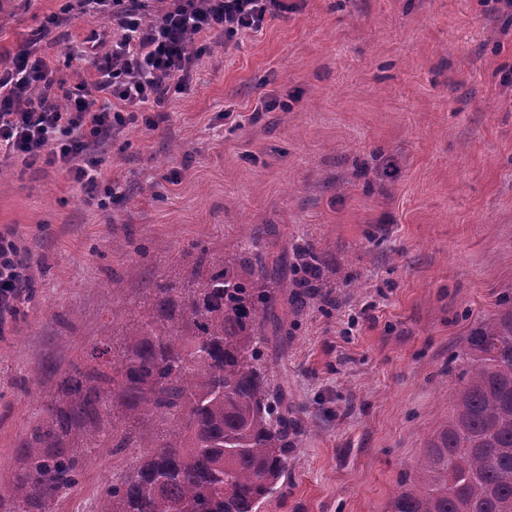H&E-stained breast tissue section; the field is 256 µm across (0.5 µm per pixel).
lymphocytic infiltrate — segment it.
Wrapping results in <instances>:
<instances>
[{
	"instance_id": "lymphocytic-infiltrate-1",
	"label": "lymphocytic infiltrate",
	"mask_w": 512,
	"mask_h": 512,
	"mask_svg": "<svg viewBox=\"0 0 512 512\" xmlns=\"http://www.w3.org/2000/svg\"><path fill=\"white\" fill-rule=\"evenodd\" d=\"M81 14L107 13L117 34L108 53L98 40L74 50L92 59L95 77L75 92L57 95L49 62L31 49L0 56V150L24 165L70 173L89 198L118 195V184L100 179L98 153L138 120L154 124L150 106L169 92L186 91L200 50L189 36L233 40L263 28L286 0H169L160 16L144 22L145 0H76ZM31 280L29 263L16 245L0 240V322L15 315Z\"/></svg>"
}]
</instances>
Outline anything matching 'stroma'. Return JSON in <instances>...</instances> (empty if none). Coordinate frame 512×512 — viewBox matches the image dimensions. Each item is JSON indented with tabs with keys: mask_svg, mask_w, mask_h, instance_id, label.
<instances>
[{
	"mask_svg": "<svg viewBox=\"0 0 512 512\" xmlns=\"http://www.w3.org/2000/svg\"><path fill=\"white\" fill-rule=\"evenodd\" d=\"M72 0H0V54L107 36ZM262 30L203 38L189 91L102 154L122 196L0 154V237L33 287L0 325V468L60 397L57 372L120 331L153 275L207 232L236 250L274 228L289 264L324 253L327 288L288 315L265 364L298 434L261 512H386L462 387L465 340L512 309V11L498 0H288ZM57 16L47 37L39 30ZM272 111H259L260 102ZM116 241L129 250H113ZM146 255H139V248ZM100 449L53 512H91L130 467Z\"/></svg>",
	"mask_w": 512,
	"mask_h": 512,
	"instance_id": "1",
	"label": "stroma"
}]
</instances>
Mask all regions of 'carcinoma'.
I'll use <instances>...</instances> for the list:
<instances>
[{"mask_svg":"<svg viewBox=\"0 0 512 512\" xmlns=\"http://www.w3.org/2000/svg\"><path fill=\"white\" fill-rule=\"evenodd\" d=\"M256 225L234 252L208 234L158 275L121 332L122 352L100 342L90 361L60 373L64 399L48 407L0 470V512H51L75 487L80 461L63 441L84 429L83 455L136 453L96 496V512H260L288 467L297 429L287 392L263 364L268 336H286L283 256ZM297 255L290 304L324 287L323 260ZM466 381L428 437L387 512H512V310L466 338ZM122 423L107 426L108 403ZM156 424L151 436L141 429Z\"/></svg>","mask_w":512,"mask_h":512,"instance_id":"obj_1","label":"carcinoma"}]
</instances>
